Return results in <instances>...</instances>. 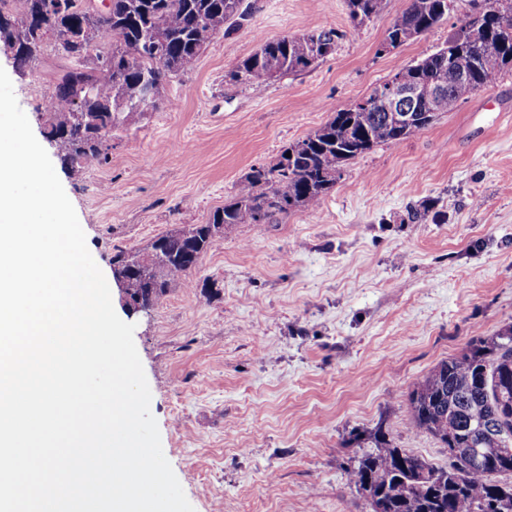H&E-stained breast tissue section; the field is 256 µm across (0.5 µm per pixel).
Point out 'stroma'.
Instances as JSON below:
<instances>
[{
  "mask_svg": "<svg viewBox=\"0 0 512 512\" xmlns=\"http://www.w3.org/2000/svg\"><path fill=\"white\" fill-rule=\"evenodd\" d=\"M243 29L217 36L162 104L112 134L106 164L54 169L87 247L122 303L112 256L207 223L252 166L435 52L470 13L402 46L382 45L409 0L354 24L347 0H248ZM334 29L332 54L261 86L227 74L260 44ZM61 61L45 48L18 74L0 49L37 140L38 93ZM425 210L419 224L407 209ZM135 317L134 343L162 449L195 512H371L348 470L383 429L444 466L448 451L411 423L408 396L442 360L512 326V73L422 135L351 160L310 210L236 224L189 276Z\"/></svg>",
  "mask_w": 512,
  "mask_h": 512,
  "instance_id": "35a3bbf8",
  "label": "stroma"
}]
</instances>
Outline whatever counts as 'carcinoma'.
I'll return each instance as SVG.
<instances>
[{"label":"carcinoma","instance_id":"obj_1","mask_svg":"<svg viewBox=\"0 0 512 512\" xmlns=\"http://www.w3.org/2000/svg\"><path fill=\"white\" fill-rule=\"evenodd\" d=\"M47 7L48 0H0V43L24 46L20 68L42 63L47 44L74 65L61 69L49 86L47 140L70 168L91 169L108 160L112 133L123 125L121 103L134 102L141 76L153 71L157 84L193 69L213 38L241 29L251 17L244 0H112L107 16ZM353 21L362 24L383 13L388 0H347ZM490 17L462 21L434 53L402 65L394 74L407 83L439 77L446 91L415 111L430 114L409 124L389 119L377 108L355 106L332 118L305 139L287 147L272 167L253 166L233 198L215 210L207 224L174 229L146 251L120 250L112 256L125 292L153 307L179 280H187L200 256L234 224H276L294 209H312L336 185L348 161L379 144H398L425 132L502 72L512 71V0H484ZM454 0H410L388 29L386 41L397 48L438 25ZM84 27L97 43L111 46L112 63H98L69 33ZM334 30H314L264 42L233 71L229 81L262 85L303 71L334 48ZM469 72L466 82L456 70ZM291 156H286V153ZM413 425L448 449V465L434 466L397 447L382 429L373 445L349 471L350 482L372 512H512V457L498 454L482 426L493 424L500 444L512 446V327L471 341L460 355L443 360L409 395Z\"/></svg>","mask_w":512,"mask_h":512}]
</instances>
